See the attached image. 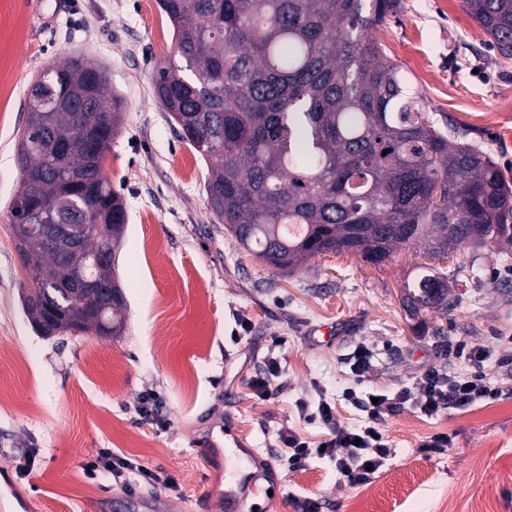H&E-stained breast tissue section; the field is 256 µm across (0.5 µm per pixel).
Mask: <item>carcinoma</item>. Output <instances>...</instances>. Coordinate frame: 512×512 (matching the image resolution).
<instances>
[{"mask_svg":"<svg viewBox=\"0 0 512 512\" xmlns=\"http://www.w3.org/2000/svg\"><path fill=\"white\" fill-rule=\"evenodd\" d=\"M465 2L493 49L512 58V0ZM157 3L185 66L158 69L155 95L182 139L212 161V214L269 267L289 272L333 252L378 264L417 242L432 257L512 246V182L475 146L449 143L370 35L402 0ZM122 111L85 58L45 68L30 89L20 184L40 175L38 197H69L71 219L88 227L77 249L61 236L25 233L33 325L45 303L59 333L112 336L124 327L112 251L127 212L102 170ZM79 271L99 288L73 287ZM455 299L449 278L421 266L402 307L414 317L446 313Z\"/></svg>","mask_w":512,"mask_h":512,"instance_id":"carcinoma-1","label":"carcinoma"}]
</instances>
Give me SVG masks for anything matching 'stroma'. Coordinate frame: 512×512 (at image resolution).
<instances>
[{
	"label": "stroma",
	"mask_w": 512,
	"mask_h": 512,
	"mask_svg": "<svg viewBox=\"0 0 512 512\" xmlns=\"http://www.w3.org/2000/svg\"><path fill=\"white\" fill-rule=\"evenodd\" d=\"M397 17L373 35L424 97L439 128L454 125L512 178V59L490 50L464 0H403ZM80 55L108 74L124 104L122 129L103 172L123 196L127 223L115 248V276L126 322L115 336H44L29 323L27 279L10 234L8 203L20 188L16 139L27 121L31 84L48 66ZM172 26L156 0H0V486L12 487L24 512H113L122 490L89 479L84 465L109 448L176 485L143 486L128 512H224V464L199 449L223 436L253 483L237 486L249 512H296V499H319L322 512H456L491 498L512 512V392L469 411L426 417L413 408L382 426L391 454L371 484L354 486L333 461L301 470L280 461L279 433L292 428L320 440L304 420L327 401L349 425L364 414L347 389L387 393L412 386L430 368L465 371L450 355L462 339L488 351L492 377L512 376V251L487 246L435 260L403 246L375 266L346 254H322L287 273L240 248L212 214L208 167L184 142L157 101V67L178 63ZM454 276L448 315H405L400 297L416 266ZM368 347L364 377L350 369ZM278 367L268 394L251 387L269 359ZM148 388L164 398L160 422L137 412ZM447 451L418 446L435 433ZM38 449L34 466L26 453ZM27 477H20L23 467Z\"/></svg>",
	"instance_id": "obj_1"
}]
</instances>
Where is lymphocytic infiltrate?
<instances>
[{"instance_id": "obj_1", "label": "lymphocytic infiltrate", "mask_w": 512, "mask_h": 512, "mask_svg": "<svg viewBox=\"0 0 512 512\" xmlns=\"http://www.w3.org/2000/svg\"><path fill=\"white\" fill-rule=\"evenodd\" d=\"M452 351L456 358L468 363V371L429 369L417 377L413 387L391 395L382 393L375 398L349 392V400L366 415L362 426L348 425L330 403L320 402L317 418L324 429L321 441H308L291 428L279 434L280 441L289 451V469L298 470L304 468L310 459L327 457L335 462L337 472L350 484H369L391 453L382 431L388 415L408 406L428 417L445 409L465 412L477 403L497 400L512 389L506 383L492 380L484 372L485 352L463 340L455 341ZM85 473L92 480L112 479L129 495L135 494L144 483L167 486L175 483L173 477L154 472L137 460L108 448L100 450L94 460L86 463Z\"/></svg>"}]
</instances>
